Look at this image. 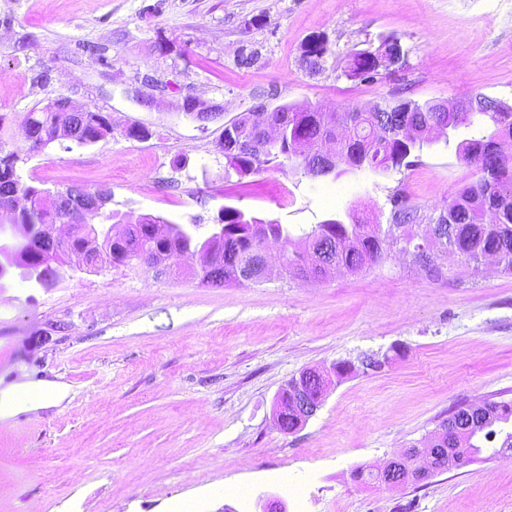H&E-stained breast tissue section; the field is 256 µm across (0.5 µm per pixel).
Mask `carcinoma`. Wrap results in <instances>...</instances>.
Masks as SVG:
<instances>
[{"mask_svg": "<svg viewBox=\"0 0 512 512\" xmlns=\"http://www.w3.org/2000/svg\"><path fill=\"white\" fill-rule=\"evenodd\" d=\"M326 52L324 41L311 40L304 49V59L310 64L320 62ZM353 77H364L373 69L371 51L354 54L347 65ZM500 111L485 112L483 117L490 132L479 138L464 140L458 146V154L468 164L488 169V175L459 189L446 206L447 220L441 225V233L449 239L458 253L467 261L477 262L487 256L499 258V265L512 272V157L500 152L505 140H512V105L498 101ZM384 113L389 134L381 138L375 125L379 115L371 114L357 126L348 125L344 112H325L307 104H283L281 110L288 111V122L292 126L279 145L244 153L229 165L239 176H248L261 170L265 164L280 166L298 159L300 141H305L311 161H317V151L324 142L341 139L337 152L340 170L335 177L367 167L373 171L378 166L385 168L412 166L408 158L417 156L430 143V130L438 125H448V112L436 102L414 101L384 102ZM70 127L74 142L84 145L98 141L112 131L106 116L100 112L80 114L62 112L47 103L43 107L26 113L19 124V131L30 142V150L40 151L58 140V131ZM249 141L253 137L250 118L233 122L232 129L224 131ZM19 156L0 146V212L9 210V203L17 198L26 201L27 210L11 212V222L29 228L27 242L15 254L14 263L35 276L42 284L54 282L55 272L67 263L44 238L38 228L54 224L60 213L67 210L70 199L59 191H51L28 183L19 170ZM73 240L71 252L84 250L87 242L94 243L96 254L110 265H131L141 251L190 252L198 248L212 251L222 259V264L203 274L195 271L202 284H243L245 268L253 261V253L261 242L274 239L282 242L285 272L291 276L306 268L326 278L325 267H343L357 272L379 261L384 246L394 242V230L399 224L382 230L379 224L349 223L345 221L322 222L311 231L299 236L290 233L287 226L275 220H264L254 216L241 217L239 209L224 208V235L218 238L197 240L185 233L177 224L160 216L147 215L137 224L128 226L123 238L107 246L91 238L89 224L78 219L69 221ZM294 382L300 384L303 393L318 394L320 382L312 371L301 374ZM293 394L281 395L279 406L282 418L288 420V432L298 427L292 409ZM488 412L495 416L494 423L477 434L471 441L473 448H485L497 444L512 451V436H500L502 427L512 420V402L489 401ZM479 418V414L467 413L463 408L455 409L452 417L441 422L435 433L440 436L439 447L449 448L457 437V431Z\"/></svg>", "mask_w": 512, "mask_h": 512, "instance_id": "carcinoma-1", "label": "carcinoma"}]
</instances>
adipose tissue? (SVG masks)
Listing matches in <instances>:
<instances>
[{
    "instance_id": "ef3b65f1",
    "label": "adipose tissue",
    "mask_w": 512,
    "mask_h": 512,
    "mask_svg": "<svg viewBox=\"0 0 512 512\" xmlns=\"http://www.w3.org/2000/svg\"><path fill=\"white\" fill-rule=\"evenodd\" d=\"M69 395L68 386L60 381H13L0 387V420L60 405Z\"/></svg>"
}]
</instances>
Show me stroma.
<instances>
[{
    "mask_svg": "<svg viewBox=\"0 0 512 512\" xmlns=\"http://www.w3.org/2000/svg\"><path fill=\"white\" fill-rule=\"evenodd\" d=\"M398 39L404 59L364 79L357 52ZM323 39L310 69L303 51ZM254 54L251 65L240 58ZM482 93L512 104V0H0V141L23 178L52 190L110 188L124 222L159 215L207 234L225 207L295 232L355 212L392 224L403 191L426 219L475 180L456 147L474 115L412 167L314 178L287 163L227 173L224 128L254 106L327 111ZM68 97L108 116L90 145L30 149L26 112ZM210 111L186 115V98ZM145 140L126 136L131 126ZM434 266L391 250L320 281L279 274L203 286L144 265L67 271L42 285L0 276V377L69 385L61 406L0 426V512H512V466L492 451L419 485L364 484L451 409L512 401V273L436 249ZM351 362L353 372L334 378ZM328 375L322 405L292 433L273 420L288 381Z\"/></svg>",
    "mask_w": 512,
    "mask_h": 512,
    "instance_id": "stroma-1",
    "label": "stroma"
}]
</instances>
